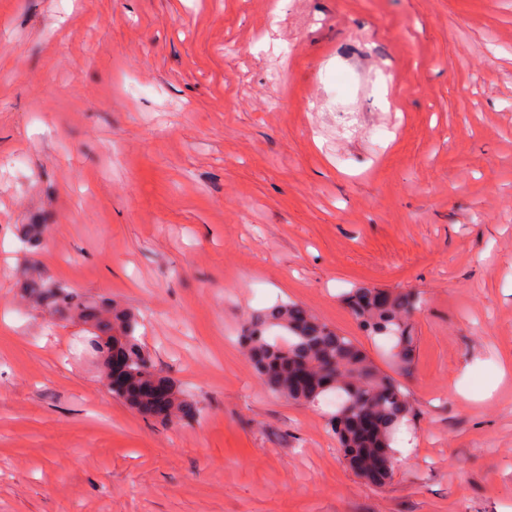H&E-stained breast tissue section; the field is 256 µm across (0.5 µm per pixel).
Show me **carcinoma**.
<instances>
[{
    "label": "carcinoma",
    "mask_w": 512,
    "mask_h": 512,
    "mask_svg": "<svg viewBox=\"0 0 512 512\" xmlns=\"http://www.w3.org/2000/svg\"><path fill=\"white\" fill-rule=\"evenodd\" d=\"M24 292L52 314L90 325V347L101 368H107L114 358L125 363L126 376L112 388L113 394L163 419L191 417L197 412L196 404L182 397L156 370L137 335L141 323L135 312L99 305L36 270L26 278ZM345 303L368 337L388 344L394 370L407 374L416 349L411 315L418 297L361 286L345 295ZM274 328L284 333V342L269 338ZM240 342L273 393L299 404H314L329 393L336 394L332 430L344 456L361 463L359 475L371 484L383 486L390 480L393 468L376 469L374 459L378 448L394 461L396 436L412 415L399 379L384 372L358 342L320 322L297 302L252 314L242 326ZM368 404L375 409V423L372 431L363 434L358 418Z\"/></svg>",
    "instance_id": "cac0c4a2"
}]
</instances>
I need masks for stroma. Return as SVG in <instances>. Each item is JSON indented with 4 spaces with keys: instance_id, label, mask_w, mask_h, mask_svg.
Listing matches in <instances>:
<instances>
[{
    "instance_id": "35a3bbf8",
    "label": "stroma",
    "mask_w": 512,
    "mask_h": 512,
    "mask_svg": "<svg viewBox=\"0 0 512 512\" xmlns=\"http://www.w3.org/2000/svg\"><path fill=\"white\" fill-rule=\"evenodd\" d=\"M287 2L0 0V512H512V0ZM31 268L139 311L199 416L106 390ZM360 286L422 299L382 487L235 341L294 301L388 369Z\"/></svg>"
}]
</instances>
